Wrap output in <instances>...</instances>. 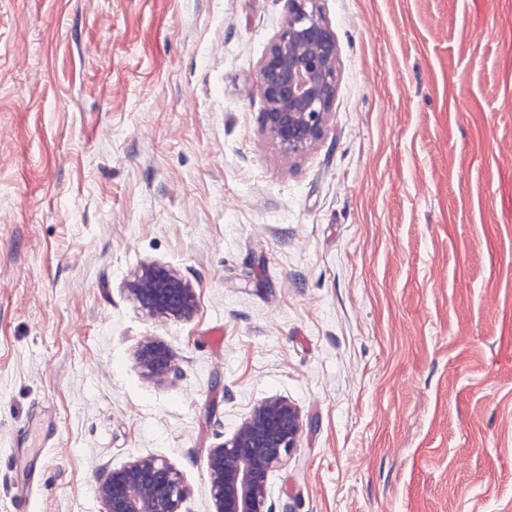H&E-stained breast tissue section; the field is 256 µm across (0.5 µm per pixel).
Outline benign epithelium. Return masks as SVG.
<instances>
[{
	"label": "benign epithelium",
	"instance_id": "1",
	"mask_svg": "<svg viewBox=\"0 0 512 512\" xmlns=\"http://www.w3.org/2000/svg\"><path fill=\"white\" fill-rule=\"evenodd\" d=\"M285 21L258 64L261 121L270 140L288 156L304 155L320 142L336 96V37L319 0H284ZM129 295L147 316L183 321L198 309L197 289L177 270L147 263L129 281ZM136 362L150 379L179 376L169 348L147 337ZM300 410L271 396L253 406L237 430L212 448L207 477L212 512H271L269 476L297 448ZM187 495L181 473L160 457H137L96 477L99 512H181Z\"/></svg>",
	"mask_w": 512,
	"mask_h": 512
}]
</instances>
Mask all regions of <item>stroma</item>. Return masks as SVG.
Segmentation results:
<instances>
[{
  "mask_svg": "<svg viewBox=\"0 0 512 512\" xmlns=\"http://www.w3.org/2000/svg\"><path fill=\"white\" fill-rule=\"evenodd\" d=\"M319 6L336 97L290 159L255 88L284 0H0V512H98L137 456L212 512L271 396L272 512H512V0ZM145 262L190 320L136 308ZM131 299L147 316L183 321L198 309L197 289L177 270L157 263L143 264L129 281ZM136 362L150 379L161 382H173L179 376L169 348L156 339H143L136 351ZM302 426L300 410L285 398L255 404L237 430L209 452L212 512H272L269 476L297 448Z\"/></svg>",
  "mask_w": 512,
  "mask_h": 512,
  "instance_id": "1",
  "label": "stroma"
}]
</instances>
